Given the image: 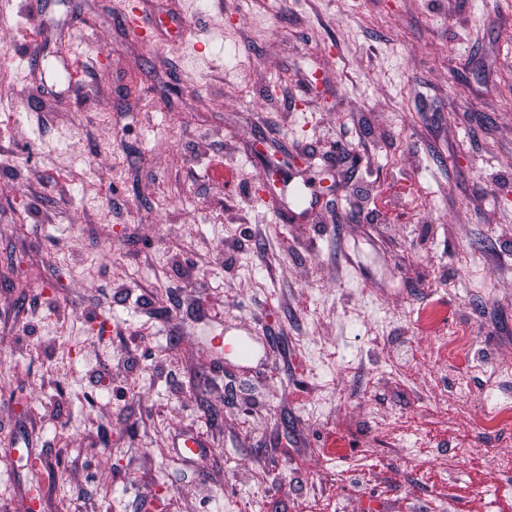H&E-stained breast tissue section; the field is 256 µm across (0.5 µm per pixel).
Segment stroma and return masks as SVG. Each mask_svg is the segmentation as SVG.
Instances as JSON below:
<instances>
[{"mask_svg": "<svg viewBox=\"0 0 512 512\" xmlns=\"http://www.w3.org/2000/svg\"><path fill=\"white\" fill-rule=\"evenodd\" d=\"M133 4L0 0V512H506L512 0ZM438 348L443 355L449 358L467 363L470 356V347L466 336H462L458 330L449 329L437 337ZM478 428L485 432H497L512 426L511 403L498 404L490 410H485L477 423Z\"/></svg>", "mask_w": 512, "mask_h": 512, "instance_id": "35a3bbf8", "label": "stroma"}]
</instances>
